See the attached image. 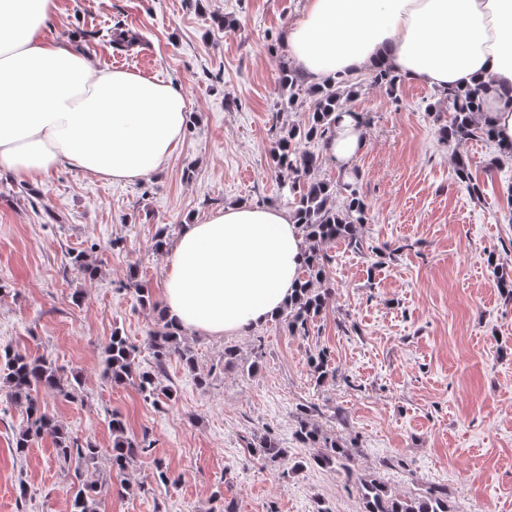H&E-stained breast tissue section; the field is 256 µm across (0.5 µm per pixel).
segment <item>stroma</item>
Returning <instances> with one entry per match:
<instances>
[{
  "label": "stroma",
  "mask_w": 512,
  "mask_h": 512,
  "mask_svg": "<svg viewBox=\"0 0 512 512\" xmlns=\"http://www.w3.org/2000/svg\"><path fill=\"white\" fill-rule=\"evenodd\" d=\"M303 0H59L45 37L92 57L174 84L188 121L163 170L131 183L96 178L67 162L34 186L0 175V350L52 360L78 377L81 398L43 392L41 404L69 432L112 445L110 414L150 454L115 475L107 457L74 470L50 438L25 454L15 438L24 408L0 385V512H71L76 475L97 486L100 512H361L355 481L290 462L314 451L294 438L297 406L352 450L356 474L397 493H448L452 512H512V159L478 138L443 140L440 93L403 81L396 94L359 78L347 108L364 118L368 142L350 172L321 156L315 180L356 183L367 205L364 247L324 246L332 293L309 336L284 316L234 336L184 334L196 357L165 364L173 400L153 402L136 385L103 374L112 333L153 367V303L163 300L164 253L154 237L224 206L279 208L293 176L277 167V131L307 123L310 109L282 110L279 77L294 68L287 32ZM230 30H223V23ZM117 31L136 33L128 51ZM470 162L483 187L473 197L454 171ZM82 252L95 279L73 270ZM148 288L142 304L129 269ZM238 351L235 365L224 349ZM328 349L335 372L316 380L309 356ZM288 450L270 462L252 451L264 434ZM166 469L167 481L158 478Z\"/></svg>",
  "instance_id": "obj_1"
}]
</instances>
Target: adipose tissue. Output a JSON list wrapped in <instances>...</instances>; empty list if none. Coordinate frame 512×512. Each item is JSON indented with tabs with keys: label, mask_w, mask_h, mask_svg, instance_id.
<instances>
[{
	"label": "adipose tissue",
	"mask_w": 512,
	"mask_h": 512,
	"mask_svg": "<svg viewBox=\"0 0 512 512\" xmlns=\"http://www.w3.org/2000/svg\"><path fill=\"white\" fill-rule=\"evenodd\" d=\"M57 12L58 0H0V171L35 183L69 159L111 182L156 173L183 137L184 95L47 41ZM287 42L318 83L382 67L431 88H479L481 121L512 146V0H304ZM366 147L362 119L337 113L329 159L346 167ZM166 250L168 319L221 336L283 311L307 244L287 211L242 203L184 225Z\"/></svg>",
	"instance_id": "obj_1"
}]
</instances>
